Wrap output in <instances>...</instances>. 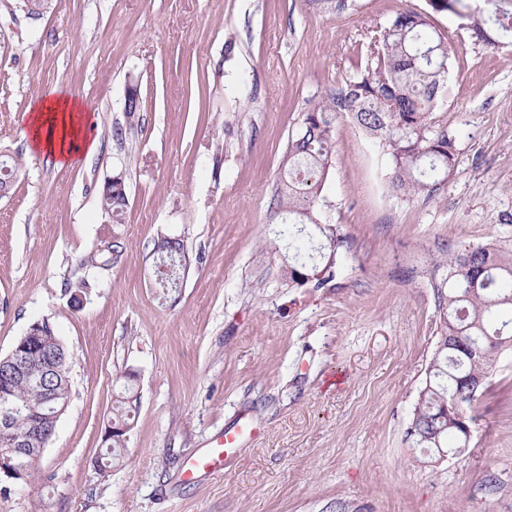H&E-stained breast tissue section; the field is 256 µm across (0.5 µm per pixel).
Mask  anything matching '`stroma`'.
<instances>
[{
  "label": "stroma",
  "instance_id": "obj_1",
  "mask_svg": "<svg viewBox=\"0 0 512 512\" xmlns=\"http://www.w3.org/2000/svg\"><path fill=\"white\" fill-rule=\"evenodd\" d=\"M426 8L52 0L31 19L0 0V148L19 162L0 198V357L49 320L72 385L33 478L0 492V512H512V351L463 455L439 461L406 439L438 340L434 261L461 242L512 251V42L474 43L433 15L455 53L433 118L457 147L433 197L392 194L386 156L339 113L321 210L347 246L331 282H291L275 236L305 112L356 74L371 30ZM132 86L142 109L130 118ZM54 88L95 113L98 151L72 166L21 134ZM116 174L118 224L100 201ZM161 234L187 258L169 293L155 284ZM115 241L116 265L84 266ZM127 370L138 399L113 465L105 431ZM244 413L261 437L223 476L183 483L186 459Z\"/></svg>",
  "mask_w": 512,
  "mask_h": 512
}]
</instances>
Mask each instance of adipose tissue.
Returning <instances> with one entry per match:
<instances>
[{
    "label": "adipose tissue",
    "instance_id": "obj_1",
    "mask_svg": "<svg viewBox=\"0 0 512 512\" xmlns=\"http://www.w3.org/2000/svg\"><path fill=\"white\" fill-rule=\"evenodd\" d=\"M89 122L90 114L81 100L54 92L30 109L27 126L32 149L51 156L57 165L72 164L77 152L90 155L98 149L97 140L88 139L85 133Z\"/></svg>",
    "mask_w": 512,
    "mask_h": 512
}]
</instances>
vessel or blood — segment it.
I'll use <instances>...</instances> for the list:
<instances>
[{
    "label": "vessel or blood",
    "instance_id": "1",
    "mask_svg": "<svg viewBox=\"0 0 512 512\" xmlns=\"http://www.w3.org/2000/svg\"><path fill=\"white\" fill-rule=\"evenodd\" d=\"M258 435V429L250 419L239 418L232 428L225 430L215 440L212 447L186 460L183 480L193 483L203 477L222 475L226 461L245 445L253 442Z\"/></svg>",
    "mask_w": 512,
    "mask_h": 512
}]
</instances>
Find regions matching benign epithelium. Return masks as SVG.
Returning <instances> with one entry per match:
<instances>
[{
	"label": "benign epithelium",
	"mask_w": 512,
	"mask_h": 512,
	"mask_svg": "<svg viewBox=\"0 0 512 512\" xmlns=\"http://www.w3.org/2000/svg\"><path fill=\"white\" fill-rule=\"evenodd\" d=\"M68 358L69 351L57 336H42L30 327L11 352L0 358V372L9 380L30 379L51 372L60 374ZM56 419L55 415L46 419L40 414H31L27 437L15 440L11 438V419L0 417V437L6 440V448L0 451V475L9 479L27 475L32 464H22L21 457L27 456L34 461L40 458L49 441V425Z\"/></svg>",
	"instance_id": "1"
}]
</instances>
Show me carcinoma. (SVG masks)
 <instances>
[{
	"label": "carcinoma",
	"mask_w": 512,
	"mask_h": 512,
	"mask_svg": "<svg viewBox=\"0 0 512 512\" xmlns=\"http://www.w3.org/2000/svg\"><path fill=\"white\" fill-rule=\"evenodd\" d=\"M51 0H19L31 18L42 15ZM423 13H399L386 26L368 36L365 66L336 93L319 101L305 115L299 133L288 141L283 176L276 192V213L288 235L292 265L291 281L315 279L323 287L340 265L345 239L333 224H324L318 213L325 182L332 166L336 117L349 113L387 156L390 189L403 199L429 197L451 172L456 162V139L446 130L434 129L433 112L439 92L448 81L452 54L446 38L432 29V13H448L466 22L475 40L496 45L492 33L512 38V0H484V8H469L467 0H427ZM14 157L0 155V184L12 183ZM128 205L126 188L116 184L101 192V206L120 223ZM154 246L159 264L168 271L157 273L161 287L176 288L186 256L176 238L160 236ZM329 251L324 267L315 254ZM121 256L119 245L90 259L91 267L105 269ZM439 338L448 345L436 348L420 393L411 424L419 448H463L462 431L448 418V404L455 399L471 411L485 395L496 357L512 348V251L493 245H463L447 251L434 264L431 276ZM123 391L112 410V426L129 428L135 376L120 375ZM51 385L60 400L69 398V370L41 382L10 384L11 396L32 408L43 404L45 385Z\"/></svg>",
	"instance_id": "obj_1"
}]
</instances>
